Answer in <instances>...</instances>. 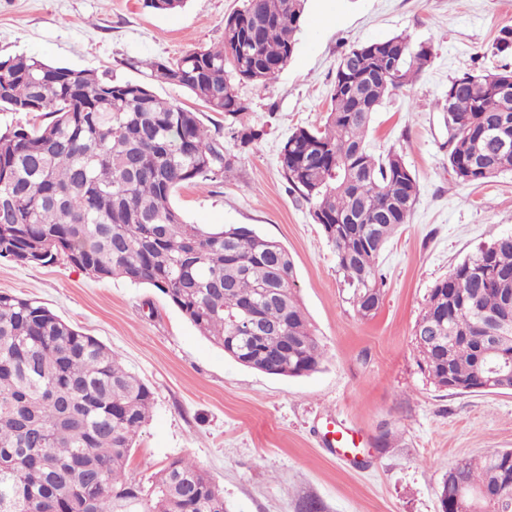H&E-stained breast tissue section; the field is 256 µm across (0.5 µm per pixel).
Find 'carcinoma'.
I'll use <instances>...</instances> for the list:
<instances>
[{"instance_id":"carcinoma-1","label":"carcinoma","mask_w":512,"mask_h":512,"mask_svg":"<svg viewBox=\"0 0 512 512\" xmlns=\"http://www.w3.org/2000/svg\"><path fill=\"white\" fill-rule=\"evenodd\" d=\"M187 0H143L154 13ZM305 0H244L224 18L214 49L148 63L150 79L182 87L224 115L245 148L261 131L245 122L239 84L267 86L288 66ZM431 48L403 34L343 54L324 125L299 127L279 163L289 191L312 205L333 245L336 272L355 313L379 309L378 258L419 194L393 150L367 148L373 114L413 84ZM506 65L452 79L448 167L456 183L482 185L512 170V101L497 85ZM0 110L45 112L51 121L0 132V258L50 265L65 258L94 280L123 278L159 289L200 335L248 367L275 376L317 371L324 358L294 291L288 250L243 224L189 223L173 204L183 185L222 178L233 161L209 141L198 113L158 97L149 83L103 80L18 53L0 59ZM250 305L266 326L237 325ZM478 324L512 353V234L483 245L435 282L414 330L424 372L439 387L486 374L464 336ZM154 394L122 358L31 298L0 293V512H226L224 495L189 458L171 459L146 482L127 474ZM512 449L449 469L447 498L478 490V512H512L499 494Z\"/></svg>"}]
</instances>
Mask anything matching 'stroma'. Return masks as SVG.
I'll list each match as a JSON object with an SVG mask.
<instances>
[{
	"label": "stroma",
	"mask_w": 512,
	"mask_h": 512,
	"mask_svg": "<svg viewBox=\"0 0 512 512\" xmlns=\"http://www.w3.org/2000/svg\"><path fill=\"white\" fill-rule=\"evenodd\" d=\"M242 0H187L154 13L142 0H0V59L17 53L143 82L146 61L217 45ZM512 27V0H308L296 52L266 87L247 83L246 119L262 137L239 148L223 115L185 89L155 94L199 112L213 143L236 159L228 179L188 184L173 203L193 224H245L283 244L296 292L324 350L320 370L271 376L244 367L200 336L156 288L122 278L94 281L67 262L22 265L0 258V292L41 302L112 348L154 392L152 417L131 451L128 474L148 479L170 459L200 464L228 512H440L439 491L458 462L512 448V391L457 393L418 365L413 331L434 283L479 245L512 232V172L483 185L455 184L448 112L437 100L463 72L512 67L497 55ZM403 34L432 61L375 113L370 150H395L419 195L407 224L379 258L384 297L360 318L336 273L334 248L290 193L279 165L288 134L323 125L332 81L352 46ZM346 446L327 445L334 425Z\"/></svg>",
	"instance_id": "obj_1"
}]
</instances>
